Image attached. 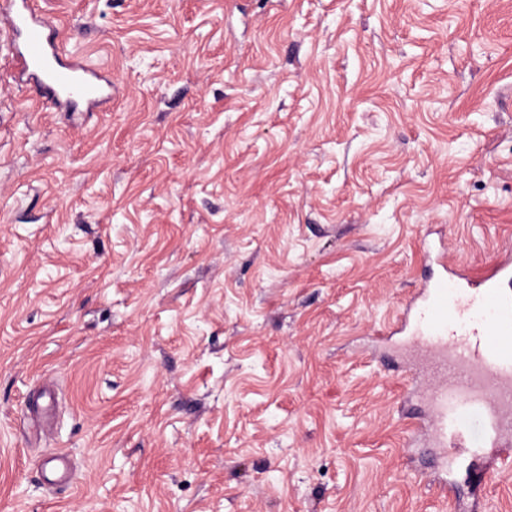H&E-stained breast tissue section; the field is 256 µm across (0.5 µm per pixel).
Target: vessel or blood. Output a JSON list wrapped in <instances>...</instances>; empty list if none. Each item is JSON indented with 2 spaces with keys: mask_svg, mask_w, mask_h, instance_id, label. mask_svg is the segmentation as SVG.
I'll return each mask as SVG.
<instances>
[{
  "mask_svg": "<svg viewBox=\"0 0 512 512\" xmlns=\"http://www.w3.org/2000/svg\"><path fill=\"white\" fill-rule=\"evenodd\" d=\"M7 16L22 35V71L38 78L48 102L55 107L84 103L107 108L112 85L89 71L81 61H62L57 29L42 18L35 0H0V16ZM512 253L495 256L477 278L452 283L447 275L426 282L418 293L421 307L412 317V336L434 356L438 371H453L452 380L428 392L433 413L413 427L427 434L436 447L462 434L472 417H480L484 443L474 455L497 448L499 463L512 461V445L501 442L512 430Z\"/></svg>",
  "mask_w": 512,
  "mask_h": 512,
  "instance_id": "b4317fda",
  "label": "vessel or blood"
}]
</instances>
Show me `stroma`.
Segmentation results:
<instances>
[{
	"label": "stroma",
	"mask_w": 512,
	"mask_h": 512,
	"mask_svg": "<svg viewBox=\"0 0 512 512\" xmlns=\"http://www.w3.org/2000/svg\"><path fill=\"white\" fill-rule=\"evenodd\" d=\"M36 5L113 99L0 50V512H512L377 333L512 242V0Z\"/></svg>",
	"instance_id": "stroma-1"
}]
</instances>
